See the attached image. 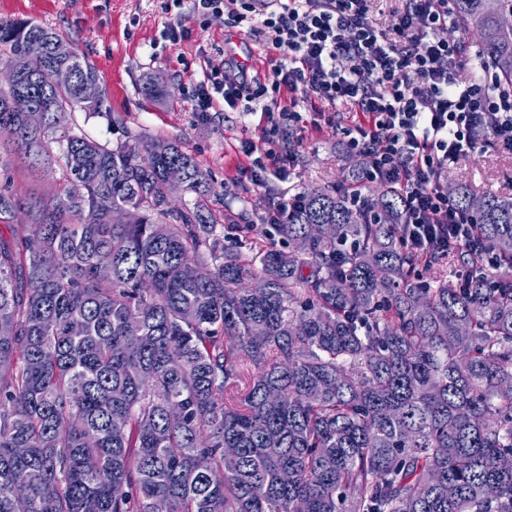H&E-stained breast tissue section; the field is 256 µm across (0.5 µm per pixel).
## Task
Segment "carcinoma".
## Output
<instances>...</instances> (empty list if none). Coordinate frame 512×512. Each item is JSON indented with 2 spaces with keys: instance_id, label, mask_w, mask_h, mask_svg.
<instances>
[{
  "instance_id": "cac0c4a2",
  "label": "carcinoma",
  "mask_w": 512,
  "mask_h": 512,
  "mask_svg": "<svg viewBox=\"0 0 512 512\" xmlns=\"http://www.w3.org/2000/svg\"><path fill=\"white\" fill-rule=\"evenodd\" d=\"M453 13L474 68L512 86V0ZM3 59L0 150L67 184L0 190V512H512V277L472 252L466 279L419 281L439 258L405 246L400 192L355 179L300 191L245 250L253 225L174 206L172 166L209 191L178 146L71 133L106 89L57 32L0 21ZM60 66L73 87L51 86ZM450 195L512 260V198Z\"/></svg>"
}]
</instances>
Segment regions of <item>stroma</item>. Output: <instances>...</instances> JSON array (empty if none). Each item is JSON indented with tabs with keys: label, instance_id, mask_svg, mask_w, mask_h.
<instances>
[{
	"label": "stroma",
	"instance_id": "35a3bbf8",
	"mask_svg": "<svg viewBox=\"0 0 512 512\" xmlns=\"http://www.w3.org/2000/svg\"><path fill=\"white\" fill-rule=\"evenodd\" d=\"M0 19L52 28L95 65L106 87L108 113L74 109L70 121L77 131L113 145L138 133L177 143L208 175L211 191L203 200L205 214L229 224L252 225L251 239L261 238L262 218L280 194L332 188L348 176L351 163L338 150L341 129L349 123L344 109H337L320 131L304 129L293 167L283 176L277 166H269L262 188L254 187L243 173L244 157L235 147L244 138L259 140L266 117L221 103L204 114L192 111L189 94L211 68L241 64L252 74L268 68L258 38L242 49L239 34L226 26L223 16L203 19L187 9L177 19L166 13L162 0H0ZM173 21L188 31L187 40L173 43L163 38ZM150 76L167 87V97L143 93ZM448 183L465 186L477 196L512 197V154L485 148L451 167ZM65 184L57 166L38 176L17 166L0 169V187L19 193L33 189L48 196L61 192Z\"/></svg>",
	"mask_w": 512,
	"mask_h": 512
}]
</instances>
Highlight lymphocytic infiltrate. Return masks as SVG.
<instances>
[{"mask_svg":"<svg viewBox=\"0 0 512 512\" xmlns=\"http://www.w3.org/2000/svg\"><path fill=\"white\" fill-rule=\"evenodd\" d=\"M187 3L202 17L225 15L275 54L261 76L206 72L190 98L196 112L221 100L267 115L262 138L240 146L255 186H264L269 163L294 161L280 134L301 108H310L317 130L326 108L343 107L350 114L343 148L362 159L360 181L400 191L407 247L444 254L476 245V220L459 210L443 179L485 146L512 150V87L488 67L465 75L466 45L440 36L451 0H403L386 30L371 0H164V9Z\"/></svg>","mask_w":512,"mask_h":512,"instance_id":"f902f5d3","label":"lymphocytic infiltrate"}]
</instances>
